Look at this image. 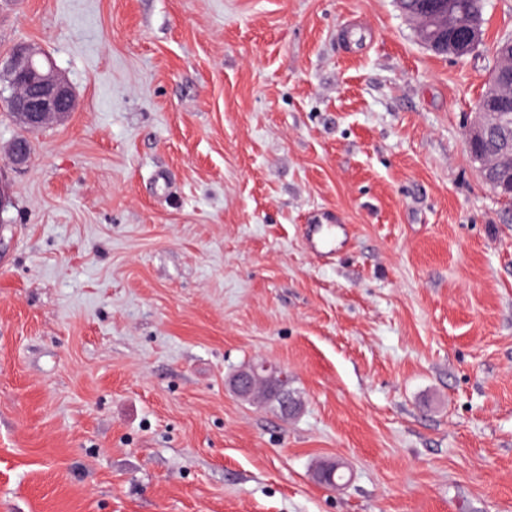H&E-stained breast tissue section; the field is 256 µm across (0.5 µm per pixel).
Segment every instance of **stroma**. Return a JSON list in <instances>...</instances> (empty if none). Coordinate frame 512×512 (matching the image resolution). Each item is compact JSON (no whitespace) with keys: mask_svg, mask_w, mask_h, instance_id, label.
Returning a JSON list of instances; mask_svg holds the SVG:
<instances>
[{"mask_svg":"<svg viewBox=\"0 0 512 512\" xmlns=\"http://www.w3.org/2000/svg\"><path fill=\"white\" fill-rule=\"evenodd\" d=\"M484 17L455 57L396 0H0V58L76 99L0 101V512H512V201L465 141L512 0ZM262 360L295 415L230 390ZM30 45H19L4 69L11 94L8 103L18 120L32 128L67 117L75 108L70 84L48 59ZM333 224H309L308 241L315 250L327 249L335 243L332 236Z\"/></svg>","mask_w":512,"mask_h":512,"instance_id":"stroma-1","label":"stroma"}]
</instances>
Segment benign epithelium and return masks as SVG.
<instances>
[{
	"mask_svg": "<svg viewBox=\"0 0 512 512\" xmlns=\"http://www.w3.org/2000/svg\"><path fill=\"white\" fill-rule=\"evenodd\" d=\"M418 40L440 54L459 56L470 51L480 41L481 33L475 24L463 15L453 19V29H448V17L442 15L440 0H428L425 12L411 14ZM42 53L30 45H19L8 58L4 69L11 94L10 110L18 120L32 128L40 127L54 119L67 117L75 108V96L70 84L49 60L41 59ZM484 106L476 108L474 120L465 136L471 159L478 162L484 180L499 184L503 172L512 171V146L500 145L493 156L476 151L486 136L504 122L502 113L512 104V44L498 56L495 77L487 90ZM11 160L17 166L27 164L31 158L28 142L17 140L12 144ZM278 369L262 363L252 372L244 371L230 381L231 390L245 398L266 383L278 385Z\"/></svg>",
	"mask_w": 512,
	"mask_h": 512,
	"instance_id": "benign-epithelium-1",
	"label": "benign epithelium"
}]
</instances>
